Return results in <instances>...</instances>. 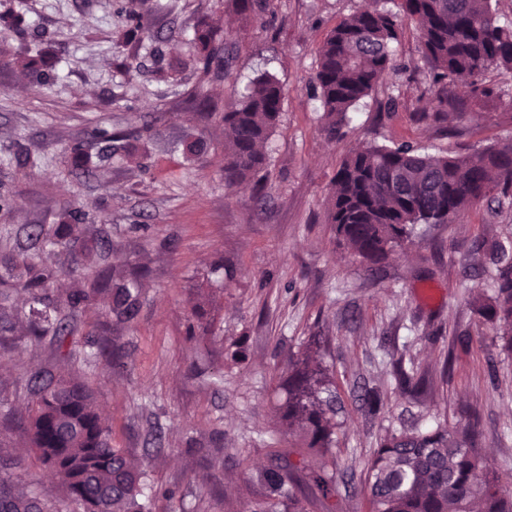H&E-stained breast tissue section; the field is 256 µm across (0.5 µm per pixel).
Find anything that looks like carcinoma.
Returning a JSON list of instances; mask_svg holds the SVG:
<instances>
[{
	"instance_id": "obj_1",
	"label": "carcinoma",
	"mask_w": 512,
	"mask_h": 512,
	"mask_svg": "<svg viewBox=\"0 0 512 512\" xmlns=\"http://www.w3.org/2000/svg\"><path fill=\"white\" fill-rule=\"evenodd\" d=\"M227 8L249 19L267 12V0H229ZM125 44L150 35L146 0H126L121 7ZM414 25L421 44V61L432 75L436 108L413 113L415 121L436 124L460 122L466 101L448 91L450 76H469L470 99L489 98L494 89L483 82L492 69L512 70V21H503L497 0H401L396 12L366 5L341 19L318 51L314 95L322 107V130L330 139L346 135L352 112L395 69L391 45L403 26ZM24 34L22 17L0 14V36ZM230 33L211 19L197 21L191 43L194 52L158 71L162 81L189 65L199 66L211 79L224 77L232 56L226 51ZM12 64L36 86L54 75L56 57L46 47L35 55H20ZM283 87L272 75L253 78L242 99L224 108V182L249 186L265 168L262 151L276 128L282 109ZM71 164L85 166L87 144L75 141L65 148ZM329 195L328 223L352 254L378 263L396 248L413 244L420 224H446L451 210L476 206L478 192L489 203L512 201V148L497 143L471 152L435 157L408 140L390 145L365 144L352 148L341 162ZM98 230L86 214L71 207L55 224L34 225L26 242L0 259V285L21 283L31 291L28 315L35 340L50 337L57 350L69 347L67 310L74 317L103 297L118 320L133 317L138 302V271L121 284H112V265L97 271L94 287H82L88 238ZM48 242L66 249L58 269L35 262L32 249ZM492 294L468 303L483 320L512 332V241L498 242L493 252ZM60 276L74 287L65 296L49 292ZM331 385L328 369L309 346L290 364L288 397L280 407L285 431L301 440L302 448L323 459L322 469L306 473L288 463L259 475L262 491L253 512H307L302 486L314 485L323 500L331 497L327 471L339 464L335 411L323 394ZM32 404L8 409L0 423L22 431L41 461L59 477L69 501L83 512H153L154 500L174 498L172 488L146 491L141 462L112 446V427L91 388L63 376L31 389ZM366 481L373 512H512V494L499 485L472 443L467 425L386 436L368 464ZM0 512H54V507L27 489L0 477Z\"/></svg>"
}]
</instances>
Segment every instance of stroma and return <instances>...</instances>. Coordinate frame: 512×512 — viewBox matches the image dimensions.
Masks as SVG:
<instances>
[{"mask_svg": "<svg viewBox=\"0 0 512 512\" xmlns=\"http://www.w3.org/2000/svg\"><path fill=\"white\" fill-rule=\"evenodd\" d=\"M365 0H269L268 26L221 14L218 0H149L161 41L118 42L123 20L115 0H0V13L22 14L24 37L0 48V188L14 197L0 212V255L23 226L50 224L76 205L112 245V264L141 269L142 303L133 320L116 323L104 302L71 324L72 356L50 341L33 343L24 316L27 289L10 301L12 329L0 339V406L31 402L30 377L68 373L93 388L112 424V444L145 461L148 479L174 487L153 512H250L260 472L294 447L277 409L286 398L288 358L318 339V359L336 379L335 512H371L368 462L386 435L473 421L486 463L512 490V349L464 303L489 292L494 266L462 256L478 239L512 236V210L478 205L448 224L420 225L413 246L372 265L339 246L327 222V194L342 159L359 142L410 140L433 155H452L512 140V104L470 105L463 123L426 125L414 111L433 93L419 39L405 27L391 46L398 64L354 111L349 134L321 130L313 93L318 49L326 33ZM224 16L234 58L224 79L194 68L157 81L158 64L192 54V27ZM52 45L59 76L27 85L10 59ZM137 58L139 73L125 70ZM284 88L280 122L264 151L257 191L224 182V133L203 118L197 94L215 113L241 98L259 74ZM151 126V141H130L139 169L119 156L92 157L90 174L71 171L63 145L93 127L131 132ZM24 137L42 155L19 165L8 147ZM202 141L193 154L189 143ZM211 296L204 320L192 307ZM211 322L215 340L202 338ZM110 342L114 359L88 358V338ZM244 346L246 361L230 354ZM417 373L422 390L404 388L399 370ZM0 445L21 460L15 479L72 512L62 487L19 432L0 430ZM224 449V476L203 454Z\"/></svg>", "mask_w": 512, "mask_h": 512, "instance_id": "obj_1", "label": "stroma"}]
</instances>
